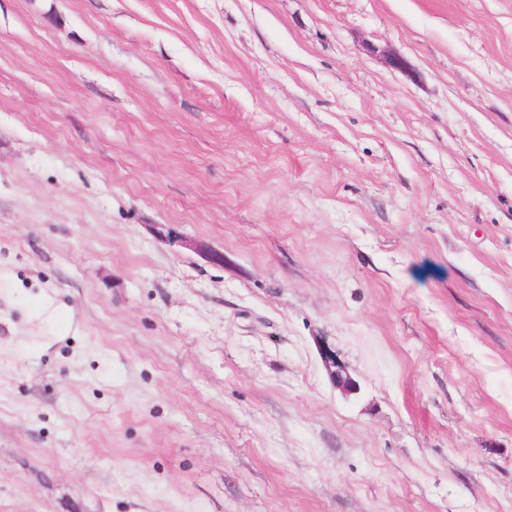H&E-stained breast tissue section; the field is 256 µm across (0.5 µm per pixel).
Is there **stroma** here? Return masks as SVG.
<instances>
[{
	"instance_id": "35a3bbf8",
	"label": "stroma",
	"mask_w": 512,
	"mask_h": 512,
	"mask_svg": "<svg viewBox=\"0 0 512 512\" xmlns=\"http://www.w3.org/2000/svg\"><path fill=\"white\" fill-rule=\"evenodd\" d=\"M0 512H512V0H0Z\"/></svg>"
}]
</instances>
